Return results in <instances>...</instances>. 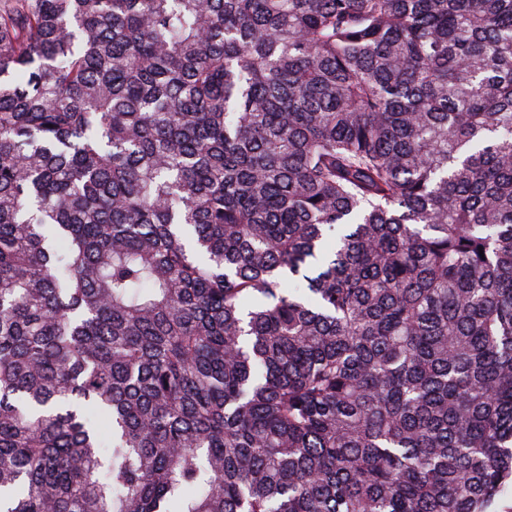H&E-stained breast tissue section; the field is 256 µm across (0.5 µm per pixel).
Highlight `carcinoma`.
<instances>
[{
	"mask_svg": "<svg viewBox=\"0 0 512 512\" xmlns=\"http://www.w3.org/2000/svg\"><path fill=\"white\" fill-rule=\"evenodd\" d=\"M0 512H512V0H0Z\"/></svg>",
	"mask_w": 512,
	"mask_h": 512,
	"instance_id": "carcinoma-1",
	"label": "carcinoma"
}]
</instances>
